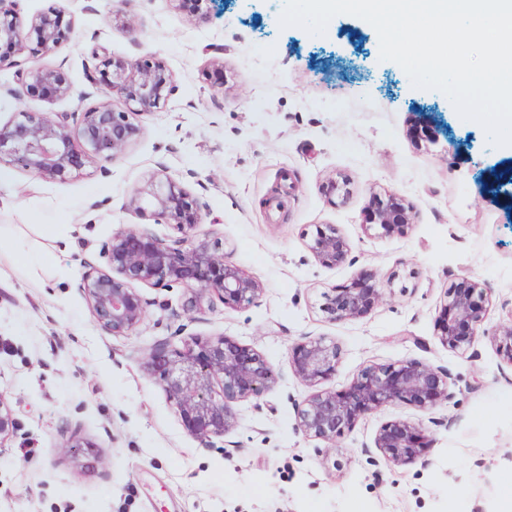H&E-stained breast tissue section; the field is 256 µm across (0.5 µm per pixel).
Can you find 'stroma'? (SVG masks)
Returning a JSON list of instances; mask_svg holds the SVG:
<instances>
[{"label": "stroma", "instance_id": "35a3bbf8", "mask_svg": "<svg viewBox=\"0 0 512 512\" xmlns=\"http://www.w3.org/2000/svg\"><path fill=\"white\" fill-rule=\"evenodd\" d=\"M287 0H211L206 14L173 0H19L23 21L62 9L67 41L22 67L58 71L72 94L48 98L0 70V87L33 112H82L119 95L90 87L95 47L129 60L159 58L176 76L168 104L140 115V138L116 161L46 182L9 165L0 184V402L17 423L0 446V512H494L512 487V364L488 334L512 323V211L485 190L489 169L512 162L439 90L414 87L380 57L369 22L334 15L324 34L281 27ZM221 68H212L213 59ZM88 98H80V91ZM438 113L461 146H415L411 113ZM199 200L198 239L219 242L258 277L251 305L191 312L183 288L139 287L143 321L115 336L94 321L80 288L84 261L100 262L122 227L159 238L174 226L129 208L151 176ZM347 196H328L329 180ZM394 193L411 208L404 235L363 222ZM348 240L326 268L306 247L317 226ZM27 263L9 260L16 249ZM484 283L490 304L466 355L445 349L435 321L445 291ZM369 278L382 299L363 318L329 322L330 288ZM229 336L277 374L237 423L204 447L184 427L160 381L143 370L151 345ZM336 343L325 386L342 390L372 364L417 360L448 370L453 397L431 410L396 403L362 417L330 444L307 438L295 408L310 389L288 364L305 338ZM422 422L426 462L394 466L374 447L381 424Z\"/></svg>", "mask_w": 512, "mask_h": 512}]
</instances>
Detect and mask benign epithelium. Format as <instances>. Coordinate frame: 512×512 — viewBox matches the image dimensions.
I'll return each mask as SVG.
<instances>
[{"mask_svg":"<svg viewBox=\"0 0 512 512\" xmlns=\"http://www.w3.org/2000/svg\"><path fill=\"white\" fill-rule=\"evenodd\" d=\"M19 0H0V69L15 68L18 84L32 91L66 96L71 88L57 71L21 68L15 55L25 49V35ZM60 12L49 10L34 15L30 29L37 46L32 53H49L66 37L56 19ZM98 70L109 75V91L124 99L126 110L116 111L100 103L70 124L67 115L53 118L18 108L0 123V163L19 165L45 181H64L77 170L78 160L86 163L115 161L142 133L135 117L165 104L175 90V75L161 60L130 61L107 52L95 54ZM407 137L418 143H436L440 125L429 112H413ZM151 208L159 224L173 225L181 237L169 241L135 227L118 229L102 248L105 267L84 262L82 290L95 322L114 336L133 331L145 316L137 287L171 288L178 285L191 294L190 307L208 298L241 308L254 303L264 291L262 282L240 269L218 248L196 239L200 209L176 181L151 178L135 191L129 206L141 211ZM365 223L377 224L385 232L403 235L412 223L404 200L390 194L387 200L368 207ZM307 247L322 266L334 268L347 260L350 246L327 224L316 230ZM382 289L354 282L334 288L324 296L320 311L330 321L366 316ZM487 292L483 284L466 279L446 292L436 323V335L448 351L464 354L470 350L484 322ZM493 341L512 364V323L495 330ZM339 352L336 344L322 338L296 343L288 362L294 375L312 389L297 406L299 430L311 439L334 442L351 431L360 418L396 402L430 410L448 401V373L415 360L365 367L351 384L332 391L320 385L336 373ZM150 376L163 382L184 426L205 445L222 437L236 423L235 405L257 398L275 381L272 366L258 351L227 336L192 338L179 348L169 339L152 345L143 362ZM16 427L10 411L0 401V444ZM429 436L420 423L394 420L383 423L374 438V448L388 463L406 466L425 457Z\"/></svg>","mask_w":512,"mask_h":512,"instance_id":"obj_1","label":"benign epithelium"}]
</instances>
